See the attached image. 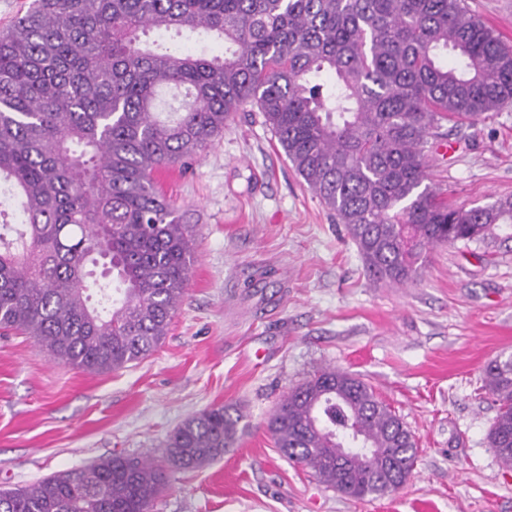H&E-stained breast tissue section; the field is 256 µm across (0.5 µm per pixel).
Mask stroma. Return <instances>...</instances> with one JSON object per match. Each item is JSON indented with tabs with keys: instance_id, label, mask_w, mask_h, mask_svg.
<instances>
[{
	"instance_id": "obj_1",
	"label": "stroma",
	"mask_w": 512,
	"mask_h": 512,
	"mask_svg": "<svg viewBox=\"0 0 512 512\" xmlns=\"http://www.w3.org/2000/svg\"><path fill=\"white\" fill-rule=\"evenodd\" d=\"M433 182L469 207L512 198V105L448 132ZM196 261L158 350L91 374L26 335H0V490L112 454L163 460L213 405L244 415L234 448L170 473L152 512H512V468L489 447L485 364L512 353V240L439 246L418 281L373 282L343 225L257 112H239L187 171L160 176ZM328 366L375 387L413 432L407 483L346 499L276 448V403Z\"/></svg>"
}]
</instances>
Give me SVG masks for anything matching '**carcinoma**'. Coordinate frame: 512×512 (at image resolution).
<instances>
[{
  "mask_svg": "<svg viewBox=\"0 0 512 512\" xmlns=\"http://www.w3.org/2000/svg\"><path fill=\"white\" fill-rule=\"evenodd\" d=\"M149 30L205 33L224 54L151 47ZM166 89L183 97L162 110ZM511 104L512 47L466 0H33L0 32V185L20 214L0 224V331L89 373L152 354L195 261L194 230L158 174L187 166L249 106L373 280H417L434 246L512 239V198L453 203L429 173L442 123ZM483 381L498 405L490 448L512 468V358L487 363ZM242 420L211 406L173 432L166 465L113 454L0 491V512H152L167 467L224 456ZM267 430L353 500L397 490L391 466L417 459L395 410L336 367L291 390ZM338 433L376 453H346Z\"/></svg>",
  "mask_w": 512,
  "mask_h": 512,
  "instance_id": "obj_1",
  "label": "carcinoma"
}]
</instances>
